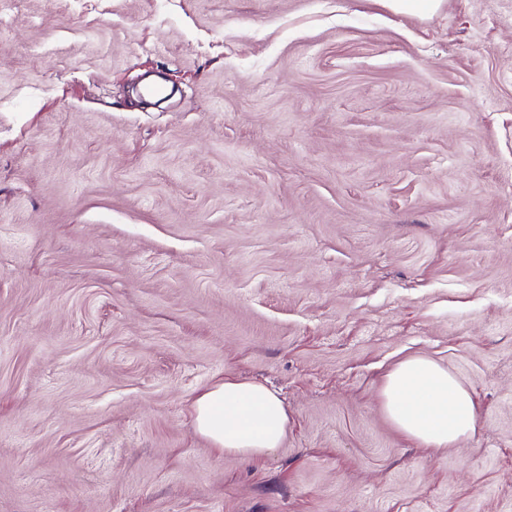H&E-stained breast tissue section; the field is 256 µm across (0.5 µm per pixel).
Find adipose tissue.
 Returning a JSON list of instances; mask_svg holds the SVG:
<instances>
[{"mask_svg": "<svg viewBox=\"0 0 512 512\" xmlns=\"http://www.w3.org/2000/svg\"><path fill=\"white\" fill-rule=\"evenodd\" d=\"M390 422L428 448H446L475 434L479 409L447 367L424 357L402 361L381 390ZM194 425L213 448L228 455L263 456L280 447L288 410L278 393L250 380L227 379L192 404Z\"/></svg>", "mask_w": 512, "mask_h": 512, "instance_id": "ef3b65f1", "label": "adipose tissue"}]
</instances>
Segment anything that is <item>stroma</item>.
I'll list each match as a JSON object with an SVG mask.
<instances>
[{
	"label": "stroma",
	"instance_id": "stroma-1",
	"mask_svg": "<svg viewBox=\"0 0 512 512\" xmlns=\"http://www.w3.org/2000/svg\"><path fill=\"white\" fill-rule=\"evenodd\" d=\"M413 356L473 436L388 420ZM228 376L280 448L196 431ZM0 512H512V0H15ZM385 7L394 12H434L440 8L443 0H381ZM390 422L427 448H448L475 434L479 409L448 368L424 357L402 361L381 390ZM192 410L197 432L228 455H266L280 447L288 430L283 400L256 381L224 379L201 392Z\"/></svg>",
	"mask_w": 512,
	"mask_h": 512
}]
</instances>
